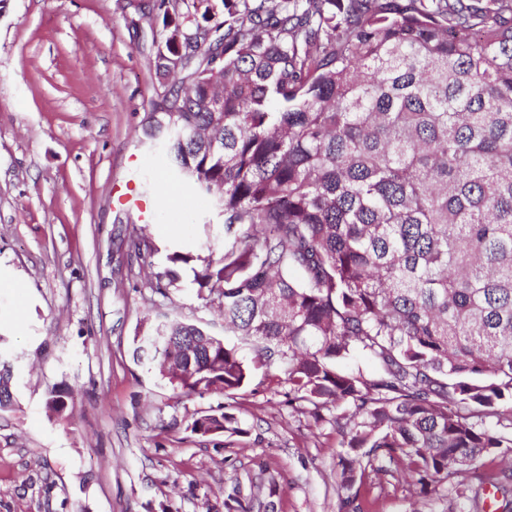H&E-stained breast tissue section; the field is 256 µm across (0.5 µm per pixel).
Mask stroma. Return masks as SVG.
Instances as JSON below:
<instances>
[{
    "instance_id": "obj_1",
    "label": "stroma",
    "mask_w": 512,
    "mask_h": 512,
    "mask_svg": "<svg viewBox=\"0 0 512 512\" xmlns=\"http://www.w3.org/2000/svg\"><path fill=\"white\" fill-rule=\"evenodd\" d=\"M149 0H6L0 7V336L12 356L14 410L0 413V512H224L239 488L252 512H340L336 414L251 385L230 402L242 437L193 433L220 397H175L134 360L158 315L223 335L217 303L190 270L168 297L129 265L114 204L135 182L166 265L173 240L222 239L211 197L170 170L142 123L162 87ZM20 278L24 290L7 287ZM66 390L73 416L49 417ZM497 484H490V476ZM363 512H512V472L486 458L458 484L423 495L405 470L351 489Z\"/></svg>"
}]
</instances>
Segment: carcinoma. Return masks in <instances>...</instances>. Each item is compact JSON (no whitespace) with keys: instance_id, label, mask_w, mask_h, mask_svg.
<instances>
[{"instance_id":"obj_1","label":"carcinoma","mask_w":512,"mask_h":512,"mask_svg":"<svg viewBox=\"0 0 512 512\" xmlns=\"http://www.w3.org/2000/svg\"><path fill=\"white\" fill-rule=\"evenodd\" d=\"M149 22L164 92L143 134L224 214L219 257L174 248L150 288L190 269L249 345L160 321V379L231 399L260 374L317 420L343 406L345 490L403 466L431 492L511 457L512 0H156ZM357 351L373 372L338 367ZM12 377L0 358V412ZM191 430L248 434L222 404Z\"/></svg>"}]
</instances>
